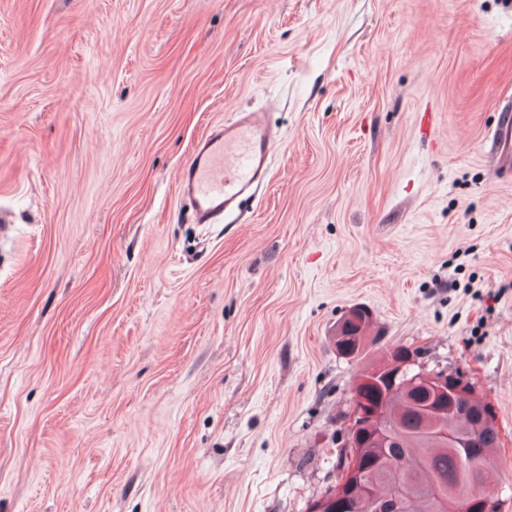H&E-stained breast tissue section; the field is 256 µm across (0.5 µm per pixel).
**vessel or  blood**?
Listing matches in <instances>:
<instances>
[{"mask_svg":"<svg viewBox=\"0 0 512 512\" xmlns=\"http://www.w3.org/2000/svg\"><path fill=\"white\" fill-rule=\"evenodd\" d=\"M281 138L265 110L236 113L207 129L180 167L177 184L197 224H240L269 182Z\"/></svg>","mask_w":512,"mask_h":512,"instance_id":"b4317fda","label":"vessel or blood"}]
</instances>
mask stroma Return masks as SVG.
Wrapping results in <instances>:
<instances>
[{
    "instance_id": "1",
    "label": "stroma",
    "mask_w": 512,
    "mask_h": 512,
    "mask_svg": "<svg viewBox=\"0 0 512 512\" xmlns=\"http://www.w3.org/2000/svg\"><path fill=\"white\" fill-rule=\"evenodd\" d=\"M257 108L248 223H188ZM508 109L512 0H0V512H306L358 306L491 402L512 485ZM281 132L261 108L207 129L180 167L177 184L195 224H240L270 181Z\"/></svg>"
}]
</instances>
